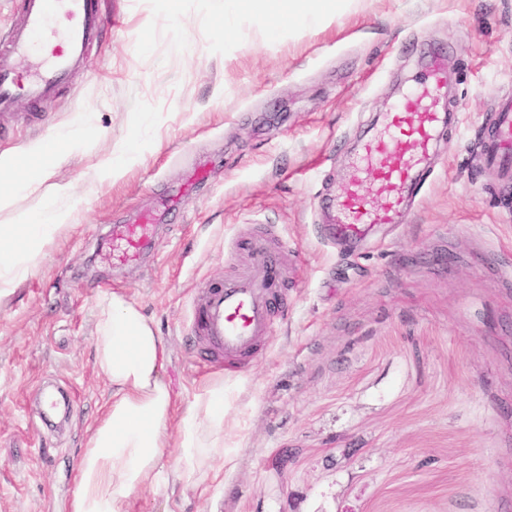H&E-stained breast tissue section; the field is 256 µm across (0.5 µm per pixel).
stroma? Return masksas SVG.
Instances as JSON below:
<instances>
[{
    "label": "stroma",
    "mask_w": 512,
    "mask_h": 512,
    "mask_svg": "<svg viewBox=\"0 0 512 512\" xmlns=\"http://www.w3.org/2000/svg\"><path fill=\"white\" fill-rule=\"evenodd\" d=\"M107 20L84 67L43 104L19 99L0 152H22L88 114L96 127L0 225L74 187L75 221L39 270L0 298V512H70L88 432L110 389L94 368L96 305L133 297L169 346L178 408L223 378L228 434L199 488L134 494V512H512V182L481 156L512 98V0H358L326 26L220 34L203 0H100ZM223 49H213L216 37ZM192 53L174 50L177 40ZM456 112L396 231L336 251L324 200L355 175L435 58ZM158 120L111 185L98 159ZM208 163V182L191 177ZM160 217L151 252L112 258L104 236ZM280 225L288 313L236 370L201 360L185 323L199 286L235 269L231 241Z\"/></svg>",
    "instance_id": "1"
}]
</instances>
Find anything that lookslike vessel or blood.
I'll use <instances>...</instances> for the list:
<instances>
[{"label": "vessel or blood", "mask_w": 512, "mask_h": 512, "mask_svg": "<svg viewBox=\"0 0 512 512\" xmlns=\"http://www.w3.org/2000/svg\"><path fill=\"white\" fill-rule=\"evenodd\" d=\"M65 16V46L53 51L42 69L31 78L18 76L16 61L42 49L41 37L58 16ZM98 0H19L9 38L0 43V111L13 108L17 96L32 102L50 98L82 64L90 46L104 27ZM444 70L434 64L427 77L396 111L388 113L390 133L363 147L360 157L363 180L352 181L344 192L329 200L336 212L324 225L323 240L349 246L361 241L376 224L406 223V194L429 175L427 159L448 122V115L434 111L443 86ZM512 110L500 112L483 140L487 166L512 180ZM157 219L146 213L134 224L112 227V247L123 263L136 261L150 247ZM276 226H267L246 248L239 269L204 283L190 303L189 331L205 344L209 362L227 369L252 357L286 313L285 255L275 244Z\"/></svg>", "instance_id": "vessel-or-blood-1"}]
</instances>
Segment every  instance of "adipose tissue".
Wrapping results in <instances>:
<instances>
[{"mask_svg": "<svg viewBox=\"0 0 512 512\" xmlns=\"http://www.w3.org/2000/svg\"><path fill=\"white\" fill-rule=\"evenodd\" d=\"M222 29L234 28L262 8L263 30L274 35L290 27L316 28L335 18L338 0H208ZM134 138L98 160L94 175L99 183L122 178L141 156L144 136L154 131L151 114L135 117ZM84 117L50 136L31 142L23 154L0 153V209L14 195L50 181L71 149L80 147ZM63 148H53V141ZM74 188L53 183L41 208L13 224L0 225V296L9 294L40 265L44 246L72 223ZM95 370L110 388L86 443L78 469L71 512H132L133 496L143 486L167 483L162 462L164 448L177 445L181 478L202 480L224 452V383L214 381L197 392L184 411L162 376L168 347L140 305L121 292L104 294L97 303L94 336Z\"/></svg>", "mask_w": 512, "mask_h": 512, "instance_id": "adipose-tissue-1", "label": "adipose tissue"}]
</instances>
